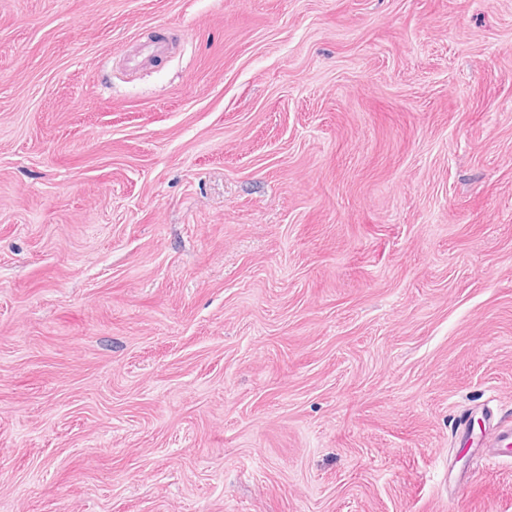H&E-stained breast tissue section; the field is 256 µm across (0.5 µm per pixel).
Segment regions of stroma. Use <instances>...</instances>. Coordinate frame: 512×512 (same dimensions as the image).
<instances>
[{"mask_svg":"<svg viewBox=\"0 0 512 512\" xmlns=\"http://www.w3.org/2000/svg\"><path fill=\"white\" fill-rule=\"evenodd\" d=\"M512 0H0V512H512ZM486 454L491 459L510 457L512 454V429L496 428L486 433L484 443Z\"/></svg>","mask_w":512,"mask_h":512,"instance_id":"obj_1","label":"stroma"}]
</instances>
